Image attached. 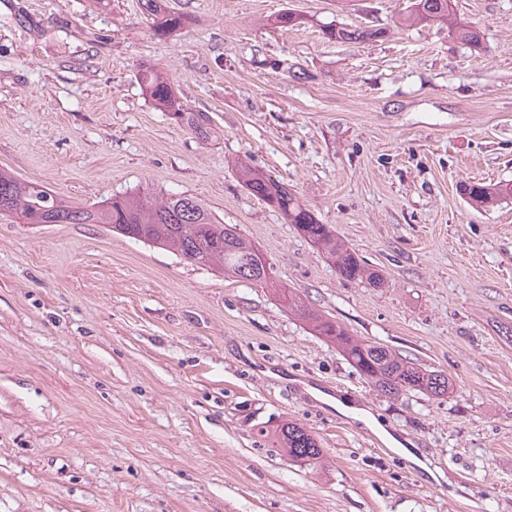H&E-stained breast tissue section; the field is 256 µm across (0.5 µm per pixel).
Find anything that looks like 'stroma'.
<instances>
[{
	"label": "stroma",
	"mask_w": 512,
	"mask_h": 512,
	"mask_svg": "<svg viewBox=\"0 0 512 512\" xmlns=\"http://www.w3.org/2000/svg\"><path fill=\"white\" fill-rule=\"evenodd\" d=\"M166 3L187 21L161 38L139 0H0V168L87 205L192 195L280 284L454 391L380 394L270 289L98 224L3 219L0 512H512V197L460 192L512 183V0H454L476 46L402 26L407 0ZM285 8L303 25L268 26ZM143 62L210 115L212 140L143 94ZM240 160L383 287L342 281L241 186ZM286 421L320 459H288ZM384 33L385 32L380 28L374 29L369 27H362L350 29L346 27L336 28L332 25L324 27V34L330 38L351 42L374 40L384 36ZM463 194L471 204L493 205L501 198L512 196V185H485L482 183H465Z\"/></svg>",
	"instance_id": "1"
}]
</instances>
